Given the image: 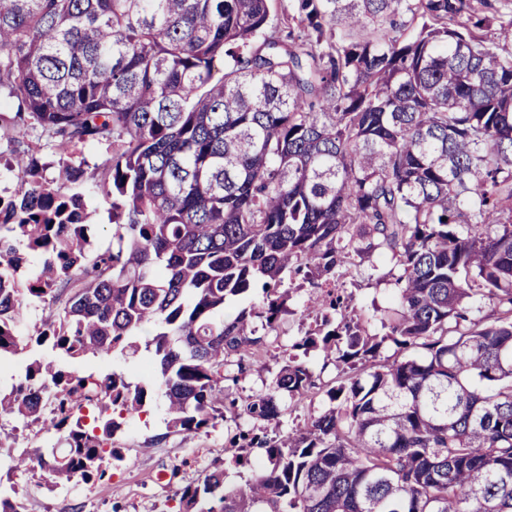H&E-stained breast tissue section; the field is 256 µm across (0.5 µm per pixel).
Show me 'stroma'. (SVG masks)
I'll return each instance as SVG.
<instances>
[{"instance_id":"obj_1","label":"stroma","mask_w":512,"mask_h":512,"mask_svg":"<svg viewBox=\"0 0 512 512\" xmlns=\"http://www.w3.org/2000/svg\"><path fill=\"white\" fill-rule=\"evenodd\" d=\"M312 290L294 289L289 311L281 319L277 343L262 364L251 367L238 382L240 399L262 393L284 361V353L302 328L314 321L309 310ZM234 421L220 422L214 429L193 436L174 433L166 427L162 403L134 416L112 442L121 462L106 467L105 476L94 483L73 481L55 487L40 476L13 472L9 478L17 491L23 512H179L178 492L197 480L214 462L225 461V488L237 487L257 473L258 461L246 466L229 464L224 442L234 432Z\"/></svg>"}]
</instances>
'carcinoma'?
Listing matches in <instances>:
<instances>
[{"mask_svg":"<svg viewBox=\"0 0 512 512\" xmlns=\"http://www.w3.org/2000/svg\"><path fill=\"white\" fill-rule=\"evenodd\" d=\"M480 4L0 0V161L20 174L0 214V363L136 353L153 329L149 377L28 363L0 415L56 443L9 470L101 479L161 389L169 429L229 413L230 462H269L231 491L212 466L181 512H512V17ZM84 146L106 158L83 168ZM81 182L110 201L104 249ZM364 272L394 285L380 338L347 288L323 290ZM297 278L319 320L292 349L344 378L324 412L270 434L282 399L317 387L309 367L288 355L243 401L233 385L266 348L253 320L275 330ZM258 288L261 306L224 319ZM33 302L44 316L21 336Z\"/></svg>","mask_w":512,"mask_h":512,"instance_id":"cac0c4a2","label":"carcinoma"}]
</instances>
